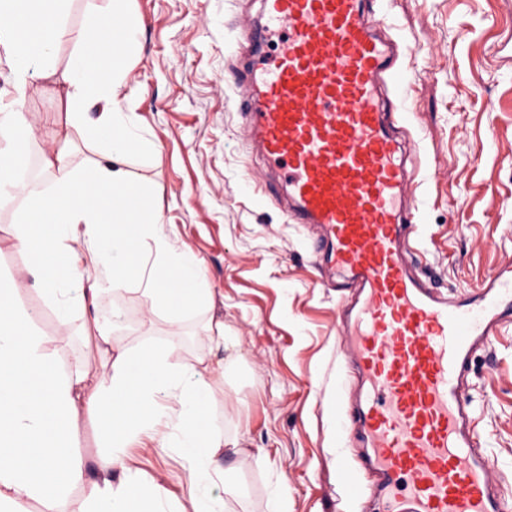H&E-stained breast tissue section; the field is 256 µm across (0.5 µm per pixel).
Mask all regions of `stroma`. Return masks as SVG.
<instances>
[{
  "label": "stroma",
  "instance_id": "1",
  "mask_svg": "<svg viewBox=\"0 0 512 512\" xmlns=\"http://www.w3.org/2000/svg\"><path fill=\"white\" fill-rule=\"evenodd\" d=\"M139 16L136 53L119 97L152 158L132 154L134 176L156 181L153 208L173 243L203 259L210 307L187 314L171 336L166 314H148L143 289L105 292L76 312L73 335L49 351L60 370L97 365L84 326L107 308L122 311L115 334L127 348L177 344L176 364L203 369L212 387L210 425L223 436L226 512H276L271 494L288 489V512H373L353 504L336 479L342 437L332 397L340 342L339 298L313 257L314 232L256 190L269 173L245 149L241 90L233 64L253 48L257 0H130ZM108 0H69L67 33L45 73L16 93L0 47V99L22 95L33 137L27 160L60 153L94 165L99 142L84 136L67 97L68 67L92 13ZM375 23L390 26L414 80L406 90L407 133L418 144L424 226L419 270L439 292L480 287L512 262V0H388ZM17 208L0 210V280L30 313L39 334L55 335L53 305L13 245ZM224 325L225 346L206 337ZM476 430L492 477L512 495V325L470 365ZM132 464L162 479L175 512H193L179 449L132 443Z\"/></svg>",
  "mask_w": 512,
  "mask_h": 512
}]
</instances>
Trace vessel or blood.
Here are the masks:
<instances>
[{
	"label": "vessel or blood",
	"instance_id": "obj_1",
	"mask_svg": "<svg viewBox=\"0 0 512 512\" xmlns=\"http://www.w3.org/2000/svg\"><path fill=\"white\" fill-rule=\"evenodd\" d=\"M374 5L260 0L258 37L276 50L239 76L246 143L286 185L293 222L319 227L328 284L352 292L336 388L348 493L378 512H512L465 379L473 353L512 324V262L453 297L418 272L407 247L418 171L393 120L413 77L371 24Z\"/></svg>",
	"mask_w": 512,
	"mask_h": 512
}]
</instances>
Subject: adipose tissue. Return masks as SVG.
Instances as JSON below:
<instances>
[{
    "mask_svg": "<svg viewBox=\"0 0 512 512\" xmlns=\"http://www.w3.org/2000/svg\"><path fill=\"white\" fill-rule=\"evenodd\" d=\"M127 2L111 0V15L91 17L70 60L71 107L79 113L90 105L101 109L96 125L85 131L104 144L93 177L58 154L44 160L49 191L30 190L17 176L25 145L17 136L25 127L23 100L0 104V130L14 133L0 148V207L19 206L14 246L27 256L58 319L56 337L38 334L31 315L0 281V512H28L33 500L43 512H59L77 487L85 491L83 512H169V488L141 478L126 453L143 437L160 448H182L193 512L224 509L222 497L213 493L223 478L215 457L224 442L208 427L211 388L201 371L172 364V347L127 349L102 323L95 326L98 369L60 371L48 351L52 341L71 337L73 310L95 303L105 290L139 284L150 313H169L175 324L208 300L201 260L174 245L151 206L154 183L133 180L127 168L131 152L151 149L134 133L119 99L139 26ZM65 5L66 0H0V45L17 81L47 66L64 33ZM88 267L94 277H84ZM80 410L108 449L93 477L72 452V424ZM116 468L125 474L117 485Z\"/></svg>",
    "mask_w": 512,
    "mask_h": 512,
    "instance_id": "adipose-tissue-1",
    "label": "adipose tissue"
}]
</instances>
